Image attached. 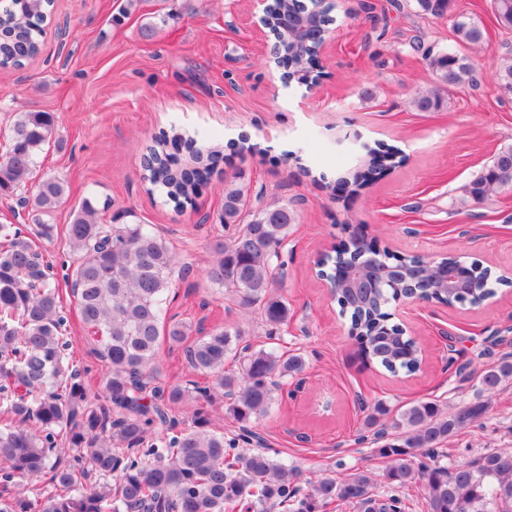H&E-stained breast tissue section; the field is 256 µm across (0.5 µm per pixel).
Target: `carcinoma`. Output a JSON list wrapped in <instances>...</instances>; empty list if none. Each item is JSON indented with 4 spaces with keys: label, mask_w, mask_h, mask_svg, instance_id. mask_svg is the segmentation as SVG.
Segmentation results:
<instances>
[{
    "label": "carcinoma",
    "mask_w": 512,
    "mask_h": 512,
    "mask_svg": "<svg viewBox=\"0 0 512 512\" xmlns=\"http://www.w3.org/2000/svg\"><path fill=\"white\" fill-rule=\"evenodd\" d=\"M418 9L440 16L448 0H416ZM53 0H9L0 9V69L21 68L41 50ZM497 23L512 28V0H490ZM328 0H272L266 23L277 30L284 18L309 17L316 26L280 46L288 77L310 73L332 24ZM456 43L477 48L485 41L482 23L468 14L452 22ZM433 83L414 93L411 107L435 112L448 91L477 81L470 56L422 50ZM495 76L512 91V51L502 54ZM56 116L20 112L0 156V192L27 185ZM218 151L180 133L162 134L144 154L145 179L182 206L209 183ZM390 148L377 149L338 178L354 194L375 180ZM512 187V146L499 151L466 185L476 201ZM70 196L69 183L43 177L22 197L36 236L50 239L49 223ZM243 173L224 177L221 223L233 228L213 248L205 276L224 298L254 308L268 339L288 322V300L276 293L285 263L280 261L296 211L291 204L256 206ZM96 200L86 198L65 227L74 255L65 280L73 285L77 314L91 331L106 364V403L84 381L85 371L66 353L60 290L47 272L32 238L13 224H0V512H333L352 504L358 512H407L411 493L426 512H512V451L488 450L448 465L445 445L476 424L487 407L466 403L449 410L436 399L418 400L390 417L381 402L367 408L357 442L378 445L387 460L382 479L355 468L341 475L326 470L307 486L300 470L251 447L253 424L275 403L282 381L305 369L300 353L255 348L241 333L216 325L185 351L197 374L182 387L161 382L160 344L186 335L176 321L164 322L176 254L165 238L137 219L101 224ZM325 273L336 281L334 297L348 316L349 335L369 360L387 371L416 372L419 343L403 328L387 324L383 311L408 291L442 304L477 306L494 295L491 272L478 263L467 268L471 288L450 294L440 271L448 258L419 256L389 261L351 238L326 256ZM240 370L224 371L229 356ZM465 378L484 391L512 382V354L492 365L467 370ZM223 392L225 413L237 425L231 436L211 428L212 392ZM192 400L178 417L173 407ZM391 485L378 491L380 481Z\"/></svg>",
    "instance_id": "cac0c4a2"
}]
</instances>
